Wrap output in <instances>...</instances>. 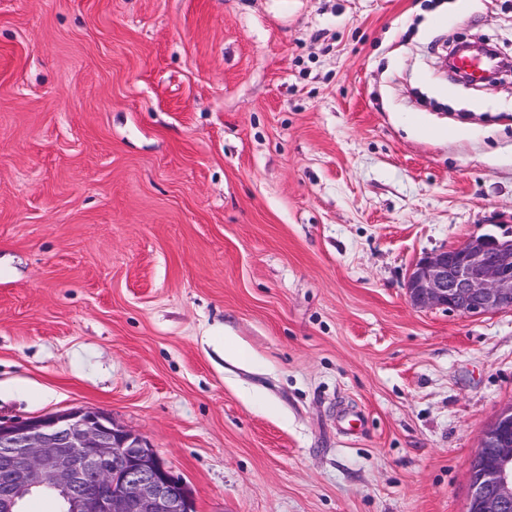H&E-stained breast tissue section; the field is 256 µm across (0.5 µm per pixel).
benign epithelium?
<instances>
[{
    "label": "benign epithelium",
    "instance_id": "1",
    "mask_svg": "<svg viewBox=\"0 0 512 512\" xmlns=\"http://www.w3.org/2000/svg\"><path fill=\"white\" fill-rule=\"evenodd\" d=\"M406 290L420 309L471 317L512 310V230L426 254ZM40 491L56 495L58 512H192L187 490L156 449L90 406L0 420V512H18ZM465 512H512V404L471 459Z\"/></svg>",
    "mask_w": 512,
    "mask_h": 512
}]
</instances>
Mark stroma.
I'll use <instances>...</instances> for the list:
<instances>
[{"instance_id": "35a3bbf8", "label": "stroma", "mask_w": 512, "mask_h": 512, "mask_svg": "<svg viewBox=\"0 0 512 512\" xmlns=\"http://www.w3.org/2000/svg\"><path fill=\"white\" fill-rule=\"evenodd\" d=\"M512 0H0V417L92 406L193 512H465L512 310L414 308L512 227Z\"/></svg>"}]
</instances>
